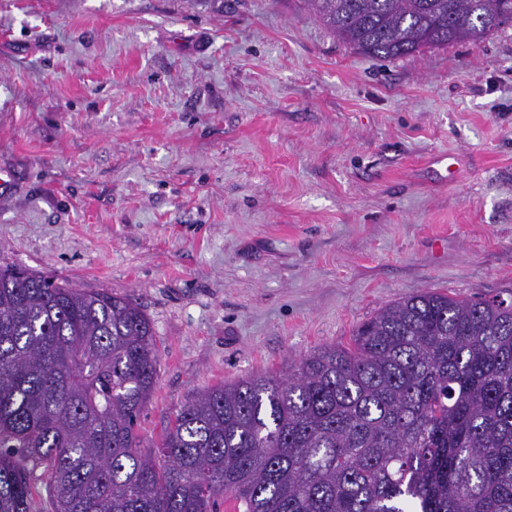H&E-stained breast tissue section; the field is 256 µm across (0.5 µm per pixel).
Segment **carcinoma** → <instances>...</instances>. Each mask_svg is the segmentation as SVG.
Listing matches in <instances>:
<instances>
[{
  "instance_id": "carcinoma-1",
  "label": "carcinoma",
  "mask_w": 512,
  "mask_h": 512,
  "mask_svg": "<svg viewBox=\"0 0 512 512\" xmlns=\"http://www.w3.org/2000/svg\"><path fill=\"white\" fill-rule=\"evenodd\" d=\"M355 51L478 42L512 0H301ZM153 324L130 298L0 269V512H512V301L425 290L347 345L216 385L144 449Z\"/></svg>"
}]
</instances>
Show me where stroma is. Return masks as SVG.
<instances>
[{"instance_id":"stroma-1","label":"stroma","mask_w":512,"mask_h":512,"mask_svg":"<svg viewBox=\"0 0 512 512\" xmlns=\"http://www.w3.org/2000/svg\"><path fill=\"white\" fill-rule=\"evenodd\" d=\"M0 268L130 296L137 429L407 295L512 298V25L396 60L298 0H0Z\"/></svg>"}]
</instances>
